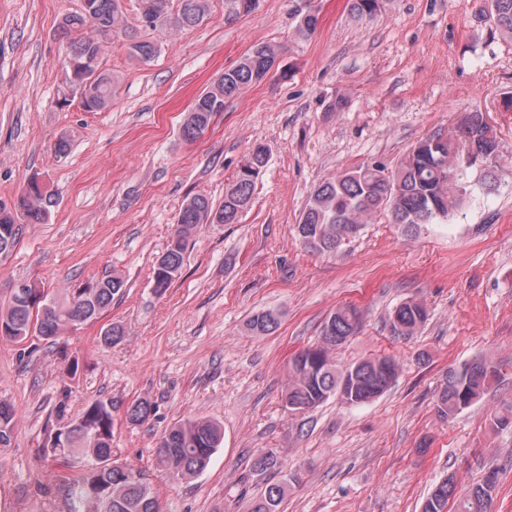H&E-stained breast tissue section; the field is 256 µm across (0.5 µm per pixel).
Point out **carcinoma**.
I'll list each match as a JSON object with an SVG mask.
<instances>
[{
  "instance_id": "carcinoma-1",
  "label": "carcinoma",
  "mask_w": 512,
  "mask_h": 512,
  "mask_svg": "<svg viewBox=\"0 0 512 512\" xmlns=\"http://www.w3.org/2000/svg\"><path fill=\"white\" fill-rule=\"evenodd\" d=\"M89 8L66 15L60 23L64 33L79 37L67 46L64 75L82 83L81 105L89 112L112 105V75L101 68V54L112 37L125 34L129 54L142 63L150 62L158 46L148 39L127 34L124 0H87ZM145 14L141 27L156 30L172 22L180 28L197 26L209 15L210 0H143ZM256 0H225V20L255 11ZM384 8V0H348L349 13L358 18L372 17ZM483 18L501 35L512 38V0H484ZM277 56V46L258 44L236 65L224 70L213 86L194 100L186 113L182 135L189 141L203 136L217 113L224 111L225 100L265 76ZM492 131L484 112L465 114L448 134L429 135L417 142L392 170L379 162L346 170L321 182L311 192L296 226L301 244L317 253H334L345 241L361 231L364 222L383 213L393 224L417 229L433 224L462 205L467 195L462 165L495 159L500 140ZM267 164V152L257 146L241 163L232 184L218 204L205 195H194L183 204L177 228L152 271L155 293L165 294L181 276L188 240L202 224H235L247 209L256 181ZM52 206L51 195L38 177L30 178L13 209L0 208V256L16 245L23 224H42ZM124 288L118 276L106 275L88 283L62 299L41 300L43 288L34 283L12 289L8 304L0 308V337L17 344L30 336L53 344L64 330L78 322L97 321L112 306ZM428 311L416 300L405 301L389 315L394 336L407 339L426 323ZM362 314L351 305L337 308L323 322L321 343L307 347L288 362V386L282 395L290 412L313 410L332 397L347 404H365L382 395L395 382L398 364L390 357H371L345 368L336 365L332 350L345 344L361 327ZM278 312L267 309L252 315L247 329L268 335L279 327ZM63 374L77 377L81 363L67 349L58 351ZM503 365L486 357H475L449 367L438 391L436 407L444 417L454 416L481 400L499 382ZM151 413L147 401H137L126 411L132 424L145 422ZM495 430L512 426V402H505L490 415ZM70 430L54 434L50 428L42 445L46 457L61 456L83 465L79 472L62 477L68 500L67 512H160L152 483L144 473L119 462L112 452V402L94 400L82 414L69 422ZM15 426L14 408L0 401V448L11 442ZM224 441L223 426L212 419H179L159 437L156 469L163 475L183 480L203 472ZM279 465L269 449L259 454L253 470L266 472ZM491 470L463 494L457 493L454 476L438 482L425 499L422 512H443L448 500H455V512H491L496 489ZM288 482L265 486L250 503L249 512H283Z\"/></svg>"
}]
</instances>
